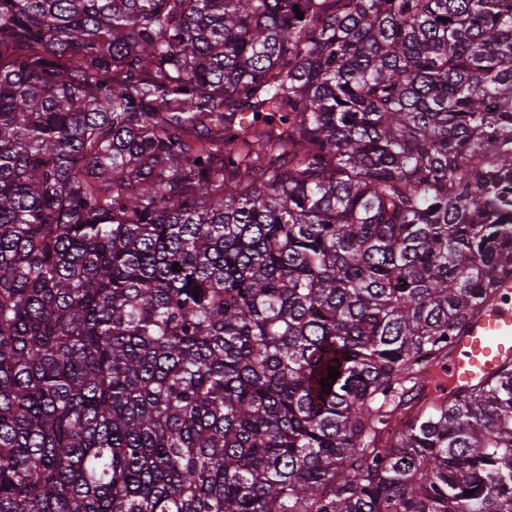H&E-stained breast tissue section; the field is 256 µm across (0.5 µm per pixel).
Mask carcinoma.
<instances>
[{
  "mask_svg": "<svg viewBox=\"0 0 512 512\" xmlns=\"http://www.w3.org/2000/svg\"><path fill=\"white\" fill-rule=\"evenodd\" d=\"M506 279L512 0H0V512H512ZM504 298H498L472 317L462 334L455 337L452 353L443 372L457 389L468 388L494 376L506 362L512 361V283L501 286ZM441 384L446 380L436 370Z\"/></svg>",
  "mask_w": 512,
  "mask_h": 512,
  "instance_id": "1",
  "label": "carcinoma"
}]
</instances>
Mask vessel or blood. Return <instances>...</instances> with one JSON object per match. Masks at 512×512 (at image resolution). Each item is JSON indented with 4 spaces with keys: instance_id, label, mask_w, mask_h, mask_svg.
Masks as SVG:
<instances>
[{
    "instance_id": "obj_1",
    "label": "vessel or blood",
    "mask_w": 512,
    "mask_h": 512,
    "mask_svg": "<svg viewBox=\"0 0 512 512\" xmlns=\"http://www.w3.org/2000/svg\"><path fill=\"white\" fill-rule=\"evenodd\" d=\"M512 361V283L502 286V296L472 317L444 366L453 386L463 389L494 376Z\"/></svg>"
}]
</instances>
